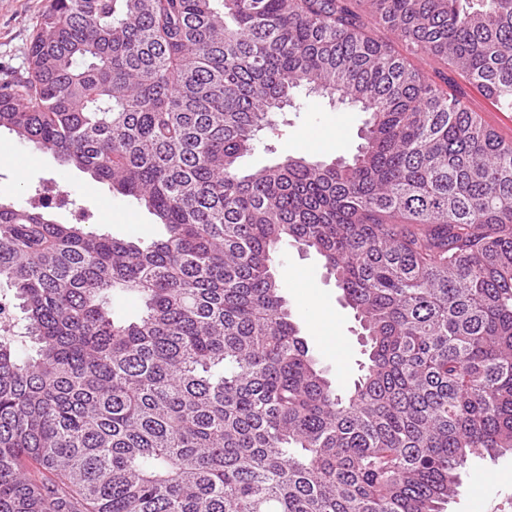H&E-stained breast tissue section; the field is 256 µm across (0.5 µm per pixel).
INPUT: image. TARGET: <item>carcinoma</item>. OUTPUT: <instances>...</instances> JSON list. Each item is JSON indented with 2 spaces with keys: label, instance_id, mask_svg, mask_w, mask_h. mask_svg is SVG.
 I'll return each mask as SVG.
<instances>
[{
  "label": "carcinoma",
  "instance_id": "obj_1",
  "mask_svg": "<svg viewBox=\"0 0 512 512\" xmlns=\"http://www.w3.org/2000/svg\"><path fill=\"white\" fill-rule=\"evenodd\" d=\"M411 55L512 109V0H48L0 128L164 234L0 203L26 320L0 336V512H444L475 449L512 452V142ZM302 89L370 114L364 145L242 173ZM284 240L360 324L346 389ZM275 274L288 300L301 334L320 365L331 377L339 376L345 383L359 373L363 360L358 336L359 327L353 312L339 302L340 291L328 275L323 259L314 251H302L285 244L281 248ZM300 275L302 287L292 281ZM306 288V290H301ZM310 294L311 300L306 296ZM319 321H328L319 325ZM329 316V317H328ZM142 309V303L134 295L119 294L112 298V310L116 317L134 320L141 315Z\"/></svg>",
  "mask_w": 512,
  "mask_h": 512
}]
</instances>
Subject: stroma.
Listing matches in <instances>:
<instances>
[{
    "mask_svg": "<svg viewBox=\"0 0 512 512\" xmlns=\"http://www.w3.org/2000/svg\"><path fill=\"white\" fill-rule=\"evenodd\" d=\"M47 0H0V74L27 66V50ZM472 110L506 140L512 141V112L493 105L474 87L456 81ZM368 118L359 109L313 95L300 97L277 115L276 129L263 133L255 148L240 161L248 173L285 155H305L319 161L352 156L361 142ZM0 144L8 154L0 161V200L16 205L30 201L43 183H58L70 203L50 211L54 221L80 223L91 213L93 223L113 236L150 241L161 231L155 217L136 200L114 195L89 173L63 164L40 152L11 131L0 129ZM275 274L300 327L301 334L320 365L330 375L351 381L362 361L359 327L349 308L341 305L340 292L328 275L323 259L312 251L283 245ZM329 319L318 323L319 312ZM462 487L447 512H512V453L474 456L462 470Z\"/></svg>",
    "mask_w": 512,
    "mask_h": 512,
    "instance_id": "stroma-1",
    "label": "stroma"
}]
</instances>
